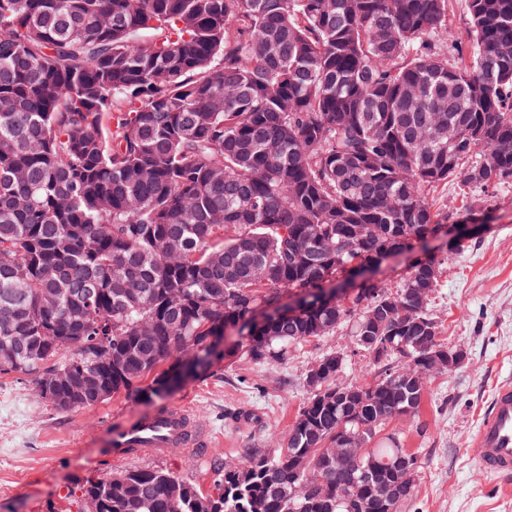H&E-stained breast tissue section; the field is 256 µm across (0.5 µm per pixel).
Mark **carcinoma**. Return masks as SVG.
<instances>
[{
    "label": "carcinoma",
    "mask_w": 512,
    "mask_h": 512,
    "mask_svg": "<svg viewBox=\"0 0 512 512\" xmlns=\"http://www.w3.org/2000/svg\"><path fill=\"white\" fill-rule=\"evenodd\" d=\"M466 10L458 32L450 0H0V374L65 412L162 400L236 327L225 360L286 362L343 325L383 343L371 400L323 356L286 441L215 461V493L125 469L84 480L89 512H358L345 479L307 482L336 470L321 449L418 415L427 375L392 383L425 362L417 326L445 347L429 304L452 254L421 252L392 289L319 281L441 233L448 181H512V0ZM389 299L412 320L386 321ZM80 371L99 386L75 396L59 379ZM401 454L419 465L380 441L362 467L389 479Z\"/></svg>",
    "instance_id": "obj_1"
}]
</instances>
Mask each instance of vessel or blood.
Wrapping results in <instances>:
<instances>
[{
  "mask_svg": "<svg viewBox=\"0 0 512 512\" xmlns=\"http://www.w3.org/2000/svg\"><path fill=\"white\" fill-rule=\"evenodd\" d=\"M478 464L493 475L512 472V385L497 387L489 414L476 433ZM213 438L202 427L188 406H168L149 417L125 424L111 431L109 448L112 458L121 460L131 455H158L169 448L195 452L209 448Z\"/></svg>",
  "mask_w": 512,
  "mask_h": 512,
  "instance_id": "obj_1",
  "label": "vessel or blood"
}]
</instances>
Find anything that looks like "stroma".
I'll list each match as a JSON object with an SVG mask.
<instances>
[{
  "label": "stroma",
  "mask_w": 512,
  "mask_h": 512,
  "mask_svg": "<svg viewBox=\"0 0 512 512\" xmlns=\"http://www.w3.org/2000/svg\"><path fill=\"white\" fill-rule=\"evenodd\" d=\"M479 198L490 227L463 238L430 302L440 341L463 349L466 360L427 380L415 419L383 430L420 461L414 497L401 512H512V479L484 472L474 444L494 389L512 382V183ZM351 342L341 327L297 346L287 365L237 358L183 382L165 403L189 404L212 430L215 444L203 456L172 448L113 461L105 454L108 432L152 414L156 403L120 393L90 408L58 412L31 378L0 375V512H86L77 489L83 478L134 467L166 468L213 492L214 459L239 460L245 449L268 450L287 437L308 396L309 366Z\"/></svg>",
  "instance_id": "35a3bbf8"
}]
</instances>
